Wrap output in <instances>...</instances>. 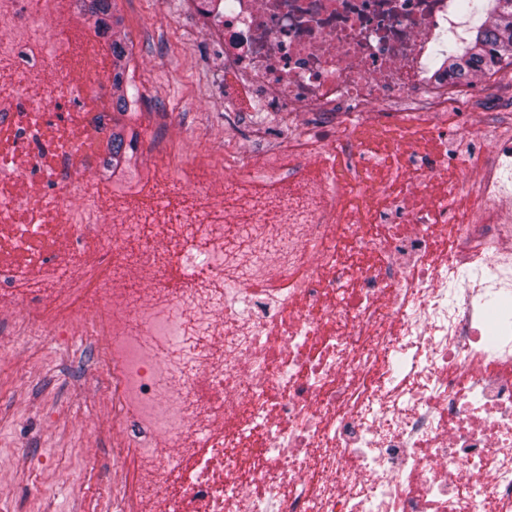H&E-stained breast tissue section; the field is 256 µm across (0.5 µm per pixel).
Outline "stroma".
I'll list each match as a JSON object with an SVG mask.
<instances>
[{"mask_svg": "<svg viewBox=\"0 0 512 512\" xmlns=\"http://www.w3.org/2000/svg\"><path fill=\"white\" fill-rule=\"evenodd\" d=\"M114 15L126 36V70L141 94L135 114L104 116L92 135L98 161L80 187L45 182L34 167L21 188L62 207L96 197L130 204L131 214L106 222L101 236L125 254L152 243L156 210L168 209L165 249L185 260L184 275L209 279L201 259L209 242L198 223L206 186L226 179L227 206L239 210L237 172L250 162L252 147L275 152L288 135L248 133L227 122L224 60L179 0H115ZM46 29L55 42L74 43L72 64L88 74V97L111 98L112 61L93 39L87 16L72 13ZM488 97L512 103L511 65L474 95L473 112L449 121L447 140L433 151L448 158L447 180L463 203L456 211L461 223L472 214L484 148L512 141L510 119L504 129H487L477 107ZM117 123L136 132L138 148L115 172L107 159ZM95 362L93 344L77 331L63 343L37 336L0 343V512H118L112 487L122 468Z\"/></svg>", "mask_w": 512, "mask_h": 512, "instance_id": "35a3bbf8", "label": "stroma"}]
</instances>
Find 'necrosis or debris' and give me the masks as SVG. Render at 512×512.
Instances as JSON below:
<instances>
[{"mask_svg": "<svg viewBox=\"0 0 512 512\" xmlns=\"http://www.w3.org/2000/svg\"><path fill=\"white\" fill-rule=\"evenodd\" d=\"M224 53V109L256 125L307 115L266 181L287 202L271 223L268 199L248 205L260 254L224 246V181L210 182L207 283L168 287L158 254L148 288H127L111 248L94 242L99 214L15 221L27 199L0 200V311H19L8 334L79 329L97 347L112 434L130 462L122 512H512V338L489 345L484 303L512 307V225L498 194L512 150L493 151L478 175L480 219L449 225L447 207L394 201L364 220L361 201L386 193L363 166L365 147L337 119L372 115L375 129L424 113L467 111L460 84L431 77L434 54L470 23L463 0H186ZM75 0H0V133L20 149L1 177L52 159L48 180L68 185L97 159L87 141L47 139L38 108L44 75L72 53L47 44L44 22ZM323 160L322 174L302 168ZM69 279L51 303L40 285L58 274L34 243L69 254ZM224 287L223 305L211 301ZM205 330L191 368L173 367L133 336L132 318L163 338L172 308ZM406 372L388 379L395 364ZM166 448L159 456L157 448ZM185 480L178 497L164 484ZM373 486L376 496L364 494Z\"/></svg>", "mask_w": 512, "mask_h": 512, "instance_id": "obj_1", "label": "necrosis or debris"}]
</instances>
